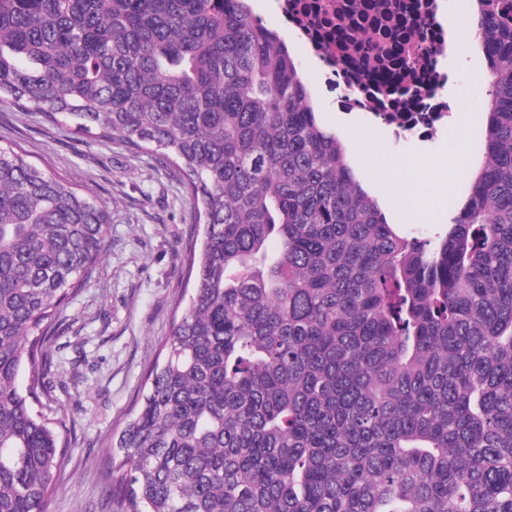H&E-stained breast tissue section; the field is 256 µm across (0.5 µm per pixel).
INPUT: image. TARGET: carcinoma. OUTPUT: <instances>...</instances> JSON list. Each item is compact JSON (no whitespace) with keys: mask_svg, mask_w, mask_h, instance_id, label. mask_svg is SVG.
<instances>
[{"mask_svg":"<svg viewBox=\"0 0 512 512\" xmlns=\"http://www.w3.org/2000/svg\"><path fill=\"white\" fill-rule=\"evenodd\" d=\"M480 2L482 161L416 236L248 0H0V103L156 156L203 209L193 292L112 442L114 512H512V11ZM111 220L0 147V512H50L59 434L30 401Z\"/></svg>","mask_w":512,"mask_h":512,"instance_id":"1","label":"carcinoma"}]
</instances>
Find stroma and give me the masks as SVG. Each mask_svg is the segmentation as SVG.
Masks as SVG:
<instances>
[{
	"label": "stroma",
	"mask_w": 512,
	"mask_h": 512,
	"mask_svg": "<svg viewBox=\"0 0 512 512\" xmlns=\"http://www.w3.org/2000/svg\"><path fill=\"white\" fill-rule=\"evenodd\" d=\"M291 52L314 92L316 111L341 137L360 179L390 191L389 223L411 232L441 231L461 206L468 177L459 176L457 193L442 206L415 216L412 202L432 190L430 181L416 176V166L420 159L449 153L483 127L492 93L485 60L449 52V66L462 75L450 90L457 102L451 121L432 141L400 150L387 127L365 123L320 95L318 65L302 47ZM0 145L22 150L112 211L110 243L90 287L55 314L50 384L34 404L55 422L65 443L51 512H112L106 480L112 440L139 405L147 374L171 333L176 304L191 292L183 260L201 244L204 227L172 167L150 154L79 135L68 124H51L8 105L0 106Z\"/></svg>",
	"instance_id": "35a3bbf8"
}]
</instances>
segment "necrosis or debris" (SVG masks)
<instances>
[{
  "label": "necrosis or debris",
  "mask_w": 512,
  "mask_h": 512,
  "mask_svg": "<svg viewBox=\"0 0 512 512\" xmlns=\"http://www.w3.org/2000/svg\"><path fill=\"white\" fill-rule=\"evenodd\" d=\"M438 0H273L288 35L321 67V84L338 106L389 127L396 146L433 139L461 82L444 62L448 28ZM411 84L416 96L396 90Z\"/></svg>",
  "instance_id": "4bbe7bcc"
}]
</instances>
